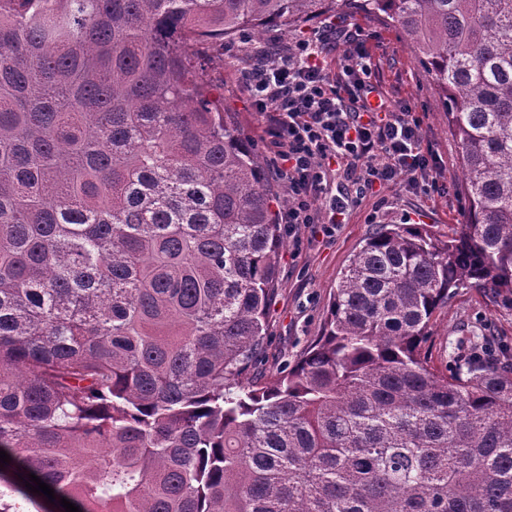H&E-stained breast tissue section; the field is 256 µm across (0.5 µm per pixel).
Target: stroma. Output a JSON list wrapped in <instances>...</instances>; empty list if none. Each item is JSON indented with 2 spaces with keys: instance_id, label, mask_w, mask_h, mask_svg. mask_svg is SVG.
<instances>
[{
  "instance_id": "1",
  "label": "stroma",
  "mask_w": 512,
  "mask_h": 512,
  "mask_svg": "<svg viewBox=\"0 0 512 512\" xmlns=\"http://www.w3.org/2000/svg\"><path fill=\"white\" fill-rule=\"evenodd\" d=\"M331 22L345 32L328 58L331 71H338L352 41H365L380 92L408 107L420 120L422 147L433 154L440 180L449 192L427 196L413 191L401 179L379 194L364 197L347 223L335 230L329 232L324 225L314 224L302 230L300 240L286 238L279 257L276 296L269 308L267 346L248 374L249 381L260 385L295 363L320 336L339 278L375 225L424 224L444 237L465 219L460 156L448 131L443 97L411 42L384 15L339 12L318 17L297 31L271 29L260 40L241 37L225 42L224 53L212 63L209 76L224 85L226 120L240 127L259 151H266L259 133L262 119L237 82L239 69L259 42L285 46L325 29ZM480 336L493 337L497 346L512 352V306L495 301L482 289L459 288L431 322L425 342L431 366L444 371L452 360L468 356Z\"/></svg>"
}]
</instances>
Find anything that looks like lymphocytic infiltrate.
<instances>
[{
    "instance_id": "f902f5d3",
    "label": "lymphocytic infiltrate",
    "mask_w": 512,
    "mask_h": 512,
    "mask_svg": "<svg viewBox=\"0 0 512 512\" xmlns=\"http://www.w3.org/2000/svg\"><path fill=\"white\" fill-rule=\"evenodd\" d=\"M326 45L315 33L285 49L260 48L241 73L263 117L271 173L288 191L283 221L295 238L312 224L346 223L360 195L401 178L426 193L443 190L419 119L388 99L370 102L377 90L370 53L347 52L334 77Z\"/></svg>"
}]
</instances>
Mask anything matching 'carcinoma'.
<instances>
[{
	"mask_svg": "<svg viewBox=\"0 0 512 512\" xmlns=\"http://www.w3.org/2000/svg\"><path fill=\"white\" fill-rule=\"evenodd\" d=\"M344 10L442 92L466 220L376 225L258 387L283 235L206 41ZM464 285L512 304V0H0V512H512V355L422 349Z\"/></svg>",
	"mask_w": 512,
	"mask_h": 512,
	"instance_id": "carcinoma-1",
	"label": "carcinoma"
}]
</instances>
